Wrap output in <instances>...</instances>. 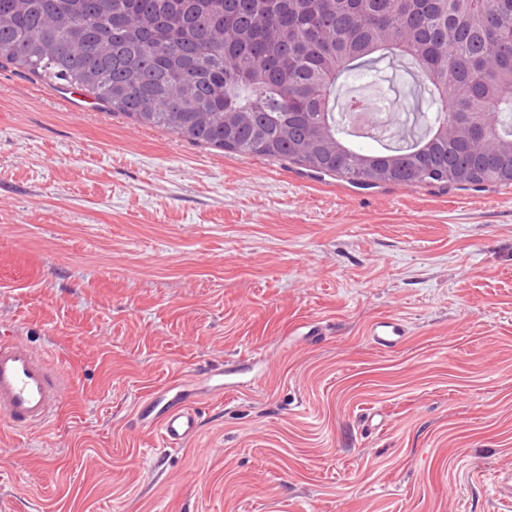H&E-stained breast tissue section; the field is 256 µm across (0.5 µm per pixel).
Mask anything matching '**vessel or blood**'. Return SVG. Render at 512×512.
Masks as SVG:
<instances>
[{"instance_id":"obj_1","label":"vessel or blood","mask_w":512,"mask_h":512,"mask_svg":"<svg viewBox=\"0 0 512 512\" xmlns=\"http://www.w3.org/2000/svg\"><path fill=\"white\" fill-rule=\"evenodd\" d=\"M406 329L395 318H382L370 328L374 346L395 349ZM66 385L62 372L52 367L29 345L12 336H0V419L15 430L45 428L63 408ZM159 432L163 447L178 448L199 427L197 406L186 396L148 395L142 406Z\"/></svg>"}]
</instances>
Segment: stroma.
Masks as SVG:
<instances>
[{
	"label": "stroma",
	"instance_id": "35a3bbf8",
	"mask_svg": "<svg viewBox=\"0 0 512 512\" xmlns=\"http://www.w3.org/2000/svg\"><path fill=\"white\" fill-rule=\"evenodd\" d=\"M1 333L68 394L0 420V512H512V185L356 188L0 68ZM370 336L377 348L392 350L399 345L402 337L406 336V329L398 319L382 318L372 324ZM142 415L150 418L160 432L162 446L179 448L190 440L199 427L198 407L181 392L149 394L142 406Z\"/></svg>",
	"mask_w": 512,
	"mask_h": 512
}]
</instances>
